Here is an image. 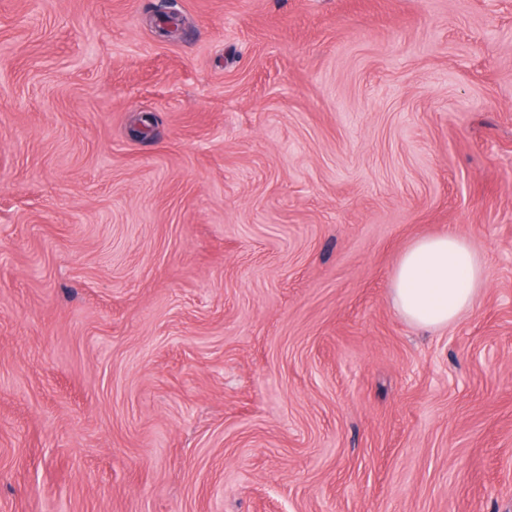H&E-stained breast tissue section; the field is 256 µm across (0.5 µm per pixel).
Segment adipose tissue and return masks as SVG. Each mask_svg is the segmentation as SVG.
<instances>
[{"label": "adipose tissue", "instance_id": "obj_1", "mask_svg": "<svg viewBox=\"0 0 512 512\" xmlns=\"http://www.w3.org/2000/svg\"><path fill=\"white\" fill-rule=\"evenodd\" d=\"M484 286L483 256L453 232L413 242L390 281L394 306L422 330L454 324L474 306Z\"/></svg>", "mask_w": 512, "mask_h": 512}]
</instances>
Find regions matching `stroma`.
<instances>
[{
	"label": "stroma",
	"instance_id": "stroma-1",
	"mask_svg": "<svg viewBox=\"0 0 512 512\" xmlns=\"http://www.w3.org/2000/svg\"><path fill=\"white\" fill-rule=\"evenodd\" d=\"M150 2L0 0V512H512V0ZM484 286L483 256L453 232L413 242L390 281L394 306L422 330L454 324L474 306Z\"/></svg>",
	"mask_w": 512,
	"mask_h": 512
}]
</instances>
